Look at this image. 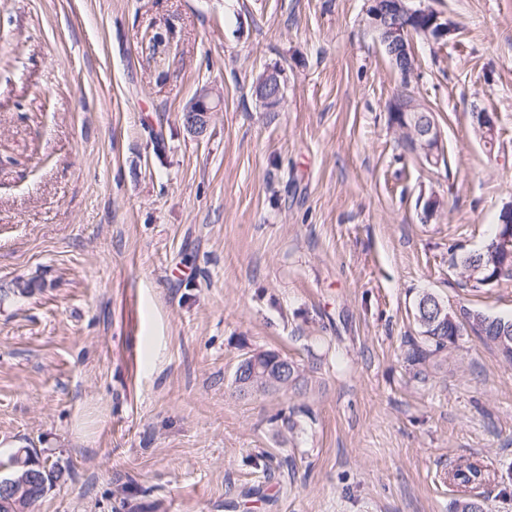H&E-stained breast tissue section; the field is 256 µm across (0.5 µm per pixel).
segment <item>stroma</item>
<instances>
[{
  "label": "stroma",
  "instance_id": "obj_1",
  "mask_svg": "<svg viewBox=\"0 0 512 512\" xmlns=\"http://www.w3.org/2000/svg\"><path fill=\"white\" fill-rule=\"evenodd\" d=\"M425 2L457 25L413 40L436 166L389 121L368 0H0V461L61 468L36 512H453L476 460L485 512H512V364L468 333L425 379L406 360L422 293L512 318V277L452 265L512 204V0ZM260 350L312 390L240 396ZM287 80L283 71L268 67L253 85L255 97L268 112L276 111L285 99ZM214 96L211 88H203L195 98L184 108L185 123L194 133L202 134L206 131L208 118L211 112H216L221 103V98L214 104ZM452 480L453 482H459L466 486L479 488L486 483L487 478L481 466L468 463L453 473Z\"/></svg>",
  "mask_w": 512,
  "mask_h": 512
}]
</instances>
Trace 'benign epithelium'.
Returning <instances> with one entry per match:
<instances>
[{
    "mask_svg": "<svg viewBox=\"0 0 512 512\" xmlns=\"http://www.w3.org/2000/svg\"><path fill=\"white\" fill-rule=\"evenodd\" d=\"M425 18L420 32L425 39L436 45H443L457 31L456 23L447 15L431 13L424 9L423 4L416 0H371L366 11L364 23L366 28L375 33L380 44L390 51V56L406 82H411L415 63L411 50V38L414 32L408 24L410 19ZM287 80L283 71L268 67L256 79L253 85L255 97L268 112L276 111L285 99ZM217 111L214 104L212 89L203 88L195 98L184 108L185 123L197 134L206 131L209 115ZM474 126L479 132L487 135L493 133L497 126V115L481 108L474 111ZM416 149L428 161H433L442 152L441 134L434 124H424L413 134ZM500 224L503 235L499 236V253L512 259V205L501 211ZM277 365L263 368L258 358H253L251 364L243 365L238 376L244 377L249 373L257 374L265 370L264 378L275 386L285 384L288 375V363L276 359ZM39 479L38 466L28 464L20 471L9 475H0V501L10 504L18 512H34L38 497L31 493V488Z\"/></svg>",
    "mask_w": 512,
    "mask_h": 512,
    "instance_id": "1",
    "label": "benign epithelium"
}]
</instances>
